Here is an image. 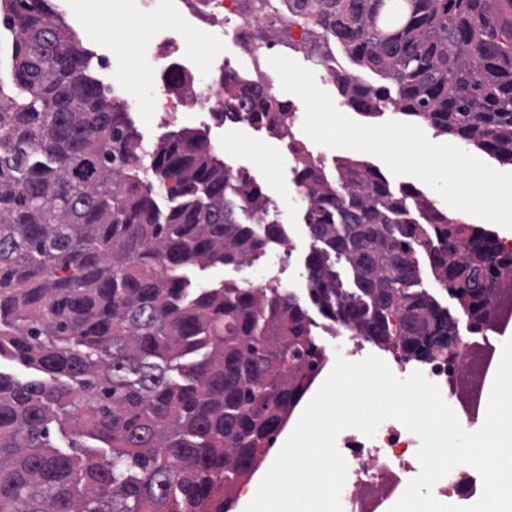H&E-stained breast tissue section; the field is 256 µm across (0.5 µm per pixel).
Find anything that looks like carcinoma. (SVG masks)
I'll list each match as a JSON object with an SVG mask.
<instances>
[{
  "mask_svg": "<svg viewBox=\"0 0 512 512\" xmlns=\"http://www.w3.org/2000/svg\"><path fill=\"white\" fill-rule=\"evenodd\" d=\"M306 2L322 64L335 44L388 82L339 77L342 105L392 110L512 164V0ZM0 21L26 93L0 92V358L36 374L0 371V512H227L325 353L293 294L199 288L182 269L240 265L282 225L260 235L241 220L268 200L202 132L145 147L47 0H0ZM284 105L255 91L239 122L275 129ZM299 176L320 243L305 264L311 302L409 362H454L456 321L419 287L415 243L429 242L431 276L475 331L512 254L365 161H341L333 181L303 164Z\"/></svg>",
  "mask_w": 512,
  "mask_h": 512,
  "instance_id": "cac0c4a2",
  "label": "carcinoma"
}]
</instances>
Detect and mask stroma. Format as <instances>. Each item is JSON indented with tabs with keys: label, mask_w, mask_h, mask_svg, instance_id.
Here are the masks:
<instances>
[{
	"label": "stroma",
	"mask_w": 512,
	"mask_h": 512,
	"mask_svg": "<svg viewBox=\"0 0 512 512\" xmlns=\"http://www.w3.org/2000/svg\"><path fill=\"white\" fill-rule=\"evenodd\" d=\"M114 2L92 0L86 13H70L65 17L90 55L89 75L114 99L126 101L132 93L145 100L161 85L162 66L153 53L157 40L164 37L178 41L180 62H190L194 55L204 53L211 56L214 65L226 64L241 73L248 71V58L225 48L221 40L202 37L179 13L175 0H166L163 9L147 20L135 15L117 18L113 11ZM127 112L131 124L145 142L151 144L178 128L205 132L215 153L224 157L227 163L240 167L244 174L261 181L264 193L280 211L284 228L282 240L268 244L251 267L192 266L187 271L192 281L201 285L217 282L239 285L246 279L256 283L275 279L301 303L307 304L313 333L324 346L328 359L339 355L350 361H359L371 354L385 357V350L368 340L358 341L331 331L328 319L309 304L302 274L306 258L316 249L317 243L303 221L301 202L291 189L292 160L285 142L242 124L216 125L192 107L174 123L156 117L146 106L128 104Z\"/></svg>",
	"instance_id": "stroma-1"
}]
</instances>
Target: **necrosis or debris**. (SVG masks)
I'll use <instances>...</instances> for the list:
<instances>
[{
    "label": "necrosis or debris",
    "mask_w": 512,
    "mask_h": 512,
    "mask_svg": "<svg viewBox=\"0 0 512 512\" xmlns=\"http://www.w3.org/2000/svg\"><path fill=\"white\" fill-rule=\"evenodd\" d=\"M279 3L277 12L268 14L244 11L241 0H180L182 14L199 31L223 39L225 45L248 55L249 73L242 77L230 67H214L206 56H195L193 67L204 73V80L189 82L186 91L178 94L166 89L154 93L151 109L175 120L192 100L211 117L223 118L229 124L234 116L224 90L227 81L275 92L279 76L268 59L281 43V26H288L291 42L299 44L305 43L310 29L305 17L288 11V0ZM456 351L452 366L432 364L424 374L439 387L442 396L455 398L459 422L467 429L486 414L488 386L495 376L498 357L495 347H481L463 339ZM419 443L417 435L393 419L382 423L374 437L347 435L342 451L347 463V512H381L385 502L401 497L417 470ZM482 491L480 473L466 464L453 468L436 486L438 496L450 499L472 498Z\"/></svg>",
    "instance_id": "1"
}]
</instances>
